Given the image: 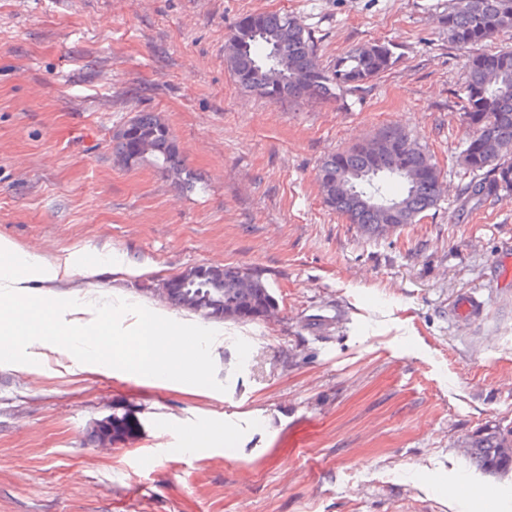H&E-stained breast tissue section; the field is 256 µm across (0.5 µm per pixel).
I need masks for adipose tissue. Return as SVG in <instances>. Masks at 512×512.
<instances>
[{
    "label": "adipose tissue",
    "instance_id": "1",
    "mask_svg": "<svg viewBox=\"0 0 512 512\" xmlns=\"http://www.w3.org/2000/svg\"><path fill=\"white\" fill-rule=\"evenodd\" d=\"M71 267L68 260L53 265L39 254L18 251L11 241L0 237V344L11 353L50 347L52 339L46 318L37 310L29 290L59 279ZM51 309L56 319L64 320L71 355L79 361L158 375L169 373L171 362L177 361L184 373L198 378L203 375L205 364L197 351L185 348L179 338L189 334L209 341L208 328L176 325L158 312L142 310L132 344L119 347L99 338L94 321L75 319L77 304L73 298L54 297Z\"/></svg>",
    "mask_w": 512,
    "mask_h": 512
}]
</instances>
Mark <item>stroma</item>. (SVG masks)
<instances>
[{
	"instance_id": "stroma-1",
	"label": "stroma",
	"mask_w": 512,
	"mask_h": 512,
	"mask_svg": "<svg viewBox=\"0 0 512 512\" xmlns=\"http://www.w3.org/2000/svg\"><path fill=\"white\" fill-rule=\"evenodd\" d=\"M448 0H0V237L73 269L72 295L128 334L134 308L198 324L156 296L198 265L260 274L277 314L211 320L200 384L81 370L61 351L0 360V512H512V473L469 469L479 430L512 422V199L471 209L461 155L472 55ZM296 16L331 61L389 43L391 69L331 101L272 103L224 65L233 27ZM162 116L192 174L127 168L112 133ZM396 128L444 184L418 223L371 237L330 210L329 154ZM479 292L483 313L455 314ZM129 408L133 440L94 422ZM217 435L192 453L197 429ZM141 431V423L136 415L129 409H122L119 414L113 411L111 415L95 422L90 431L91 439L98 443L100 439L118 440L133 438ZM112 445L107 440L99 442L98 446L107 448Z\"/></svg>"
}]
</instances>
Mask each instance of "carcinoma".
<instances>
[{
    "label": "carcinoma",
    "instance_id": "obj_1",
    "mask_svg": "<svg viewBox=\"0 0 512 512\" xmlns=\"http://www.w3.org/2000/svg\"><path fill=\"white\" fill-rule=\"evenodd\" d=\"M247 29L236 26L224 46V63L243 89L273 102L302 97L331 100L355 90L393 64L388 45L370 42L324 64L313 38L298 19L260 12L246 16ZM448 40L467 46L500 32L512 31V0H448L444 16ZM481 117L467 125L464 164L485 176L467 187L469 198L512 197V49L471 58L465 87L463 118ZM370 143L358 144L327 157L317 179L326 205L348 223L382 235L435 206L439 177L432 156L402 132L390 130ZM112 152L126 167L145 160L161 163L177 184L190 180L167 123L154 112H141L112 134ZM192 285L177 288L169 303L207 318L254 320L276 307L270 289L255 272L226 266L198 265L188 269ZM141 423L129 409L95 422L93 442L133 438ZM476 466L494 473L512 470V423L488 427L471 442Z\"/></svg>",
    "mask_w": 512,
    "mask_h": 512
}]
</instances>
